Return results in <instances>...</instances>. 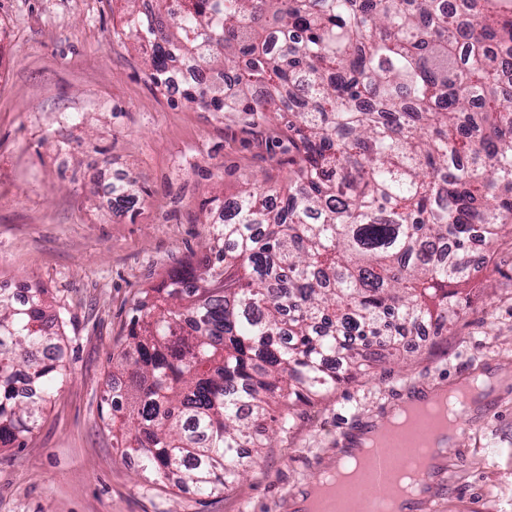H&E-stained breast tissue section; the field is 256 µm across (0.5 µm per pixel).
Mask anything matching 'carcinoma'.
I'll return each instance as SVG.
<instances>
[{
	"instance_id": "obj_1",
	"label": "carcinoma",
	"mask_w": 512,
	"mask_h": 512,
	"mask_svg": "<svg viewBox=\"0 0 512 512\" xmlns=\"http://www.w3.org/2000/svg\"><path fill=\"white\" fill-rule=\"evenodd\" d=\"M470 2L455 16L441 0H155L128 18L122 34L154 44L155 86L184 63L218 72L184 100L276 118L294 150L288 192L249 183L220 201L208 252L133 304L101 419L120 418L156 482L231 485L255 462L240 449L266 447L258 429L364 371L353 339L447 333L474 242L512 243V80L496 64L512 0ZM132 198L118 188L113 212ZM24 288L0 291L3 448L25 444L66 371L46 289Z\"/></svg>"
}]
</instances>
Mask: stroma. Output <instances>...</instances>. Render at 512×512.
<instances>
[{
  "mask_svg": "<svg viewBox=\"0 0 512 512\" xmlns=\"http://www.w3.org/2000/svg\"><path fill=\"white\" fill-rule=\"evenodd\" d=\"M140 0H0V282L46 288L67 375L22 448H0V512H293L355 422L396 395L489 379L450 440L434 512H512V249L447 335L381 355L299 404L249 473L213 495L171 492L113 447L100 418L111 358L140 289L209 246L203 207L246 180L282 187L292 152L277 122L205 112L158 89L121 36ZM135 205L116 215L113 175Z\"/></svg>",
  "mask_w": 512,
  "mask_h": 512,
  "instance_id": "35a3bbf8",
  "label": "stroma"
}]
</instances>
